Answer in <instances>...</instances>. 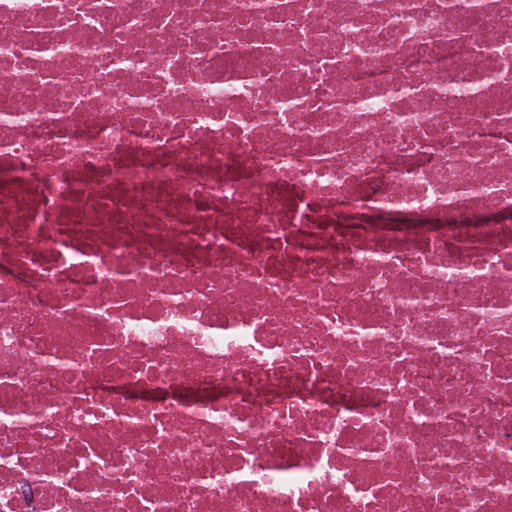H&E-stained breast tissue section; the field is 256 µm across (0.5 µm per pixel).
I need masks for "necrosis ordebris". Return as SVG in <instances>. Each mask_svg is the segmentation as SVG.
Segmentation results:
<instances>
[{
  "label": "necrosis or debris",
  "instance_id": "obj_1",
  "mask_svg": "<svg viewBox=\"0 0 512 512\" xmlns=\"http://www.w3.org/2000/svg\"><path fill=\"white\" fill-rule=\"evenodd\" d=\"M0 512H512V0H0Z\"/></svg>",
  "mask_w": 512,
  "mask_h": 512
}]
</instances>
